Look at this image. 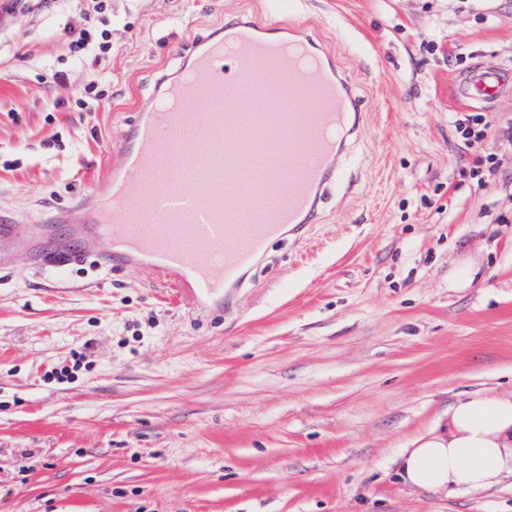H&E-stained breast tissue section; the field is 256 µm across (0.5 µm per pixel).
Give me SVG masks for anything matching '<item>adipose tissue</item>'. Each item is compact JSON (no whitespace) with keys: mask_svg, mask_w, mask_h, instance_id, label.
<instances>
[{"mask_svg":"<svg viewBox=\"0 0 512 512\" xmlns=\"http://www.w3.org/2000/svg\"><path fill=\"white\" fill-rule=\"evenodd\" d=\"M512 474V394L477 393L448 409L446 429H431L400 454L410 488L444 494L480 491Z\"/></svg>","mask_w":512,"mask_h":512,"instance_id":"obj_1","label":"adipose tissue"}]
</instances>
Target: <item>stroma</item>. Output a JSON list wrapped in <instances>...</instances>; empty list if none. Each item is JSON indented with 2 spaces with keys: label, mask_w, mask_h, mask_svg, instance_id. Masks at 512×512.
Wrapping results in <instances>:
<instances>
[{
  "label": "stroma",
  "mask_w": 512,
  "mask_h": 512,
  "mask_svg": "<svg viewBox=\"0 0 512 512\" xmlns=\"http://www.w3.org/2000/svg\"><path fill=\"white\" fill-rule=\"evenodd\" d=\"M245 16L299 24L361 103L317 219L274 242L224 310L94 259L64 275L0 245V512H512L493 489L410 491L402 448L477 390H512V92L460 104L458 73L512 72V0H112V86L79 88L60 15L0 16V210L47 224L93 188L154 80ZM432 43L435 53L420 49ZM460 63H452V56ZM484 114L494 189L460 111ZM69 368L64 380L51 372ZM454 127L464 140V146L477 156L476 165L462 170V177L470 179L478 188H492L495 185V155L489 152L486 143L488 121L482 115L463 113L457 116Z\"/></svg>",
  "instance_id": "1"
}]
</instances>
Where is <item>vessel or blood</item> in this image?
<instances>
[{"instance_id":"vessel-or-blood-1","label":"vessel or blood","mask_w":512,"mask_h":512,"mask_svg":"<svg viewBox=\"0 0 512 512\" xmlns=\"http://www.w3.org/2000/svg\"><path fill=\"white\" fill-rule=\"evenodd\" d=\"M281 31L275 21L238 20L190 65L159 76L149 103L111 145L106 175L65 216L78 223L83 249L60 243L39 256L40 268L61 270L88 253L110 269L139 268L178 293L220 303L244 286L272 242L313 223L362 114L321 43ZM265 77L291 109L257 134L242 108ZM509 83L511 72L476 69L459 76L455 93L490 100ZM3 239L38 248L22 214L0 220Z\"/></svg>"}]
</instances>
